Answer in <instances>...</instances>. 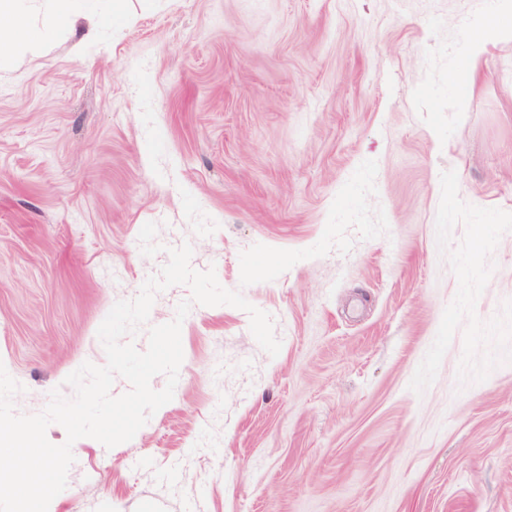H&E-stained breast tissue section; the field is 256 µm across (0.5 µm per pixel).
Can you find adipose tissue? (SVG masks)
Instances as JSON below:
<instances>
[{
	"label": "adipose tissue",
	"instance_id": "ef3b65f1",
	"mask_svg": "<svg viewBox=\"0 0 512 512\" xmlns=\"http://www.w3.org/2000/svg\"><path fill=\"white\" fill-rule=\"evenodd\" d=\"M512 16V0H498L497 17L485 21L478 32L467 41L466 66L455 71L454 79L474 75L481 67L489 39L512 38V26L506 22ZM0 20L8 21V31H0V54L10 50L18 32L39 33L44 25H63L68 31L81 32L84 38H93L94 27H80V14L74 12L72 0H0Z\"/></svg>",
	"mask_w": 512,
	"mask_h": 512
}]
</instances>
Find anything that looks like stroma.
Returning a JSON list of instances; mask_svg holds the SVG:
<instances>
[{"mask_svg":"<svg viewBox=\"0 0 512 512\" xmlns=\"http://www.w3.org/2000/svg\"><path fill=\"white\" fill-rule=\"evenodd\" d=\"M0 59V363L44 410L114 304L187 243L273 318L193 305L172 400L126 443L84 437L53 512H512V363L459 386L455 333L409 383L458 281L440 177L512 213V39L474 81L497 0H73ZM156 223L161 250L143 256ZM476 303L512 299V231ZM140 458L131 467L129 458ZM497 20H485L478 32L467 40L466 66L462 70L455 71L452 79L461 80L474 75L481 67L483 54L490 38L509 37L512 38V27L502 19L512 14L511 0H498Z\"/></svg>","mask_w":512,"mask_h":512,"instance_id":"1","label":"stroma"}]
</instances>
